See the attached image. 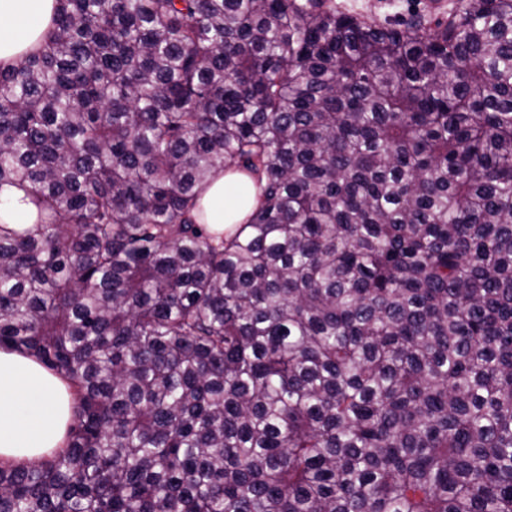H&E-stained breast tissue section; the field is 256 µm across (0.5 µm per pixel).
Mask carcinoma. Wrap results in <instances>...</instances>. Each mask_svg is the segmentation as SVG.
Listing matches in <instances>:
<instances>
[{
    "label": "carcinoma",
    "instance_id": "obj_1",
    "mask_svg": "<svg viewBox=\"0 0 512 512\" xmlns=\"http://www.w3.org/2000/svg\"><path fill=\"white\" fill-rule=\"evenodd\" d=\"M4 183L0 346L75 403L0 512H512V0H60ZM351 12L379 23L401 22L413 14H425L432 20L448 18V8L456 0H335ZM247 182L248 179L242 175H225L217 179L208 193L210 197L208 203L212 206L215 218V221L210 224H241L243 222L249 212V207L239 208L231 222L226 220V209L229 205L237 203L242 188ZM23 191L12 185L0 186V221L8 215L14 222H27L35 213V207L28 198H24Z\"/></svg>",
    "mask_w": 512,
    "mask_h": 512
}]
</instances>
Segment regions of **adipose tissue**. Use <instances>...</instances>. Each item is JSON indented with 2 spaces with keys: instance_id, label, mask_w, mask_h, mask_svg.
Segmentation results:
<instances>
[{
  "instance_id": "ef3b65f1",
  "label": "adipose tissue",
  "mask_w": 512,
  "mask_h": 512,
  "mask_svg": "<svg viewBox=\"0 0 512 512\" xmlns=\"http://www.w3.org/2000/svg\"><path fill=\"white\" fill-rule=\"evenodd\" d=\"M59 0H0V66L44 49ZM74 395L36 357L0 347V463L29 465L64 448Z\"/></svg>"
}]
</instances>
